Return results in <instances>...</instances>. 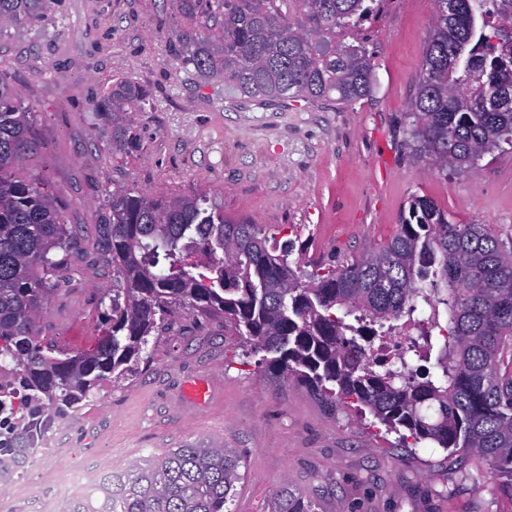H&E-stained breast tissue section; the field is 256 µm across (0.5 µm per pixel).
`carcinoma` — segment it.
Returning a JSON list of instances; mask_svg holds the SVG:
<instances>
[{"label": "carcinoma", "mask_w": 512, "mask_h": 512, "mask_svg": "<svg viewBox=\"0 0 512 512\" xmlns=\"http://www.w3.org/2000/svg\"><path fill=\"white\" fill-rule=\"evenodd\" d=\"M375 2L303 0L318 36L359 25ZM48 3L0 0V23L43 17ZM286 3L176 0L190 24L180 36L184 64L259 100L368 96L365 49L313 44L283 12ZM436 4L409 125L420 157L459 170L512 145V0H454L451 12L448 0ZM142 97L123 80L97 104L112 122L113 151L133 147L123 115ZM33 125L0 78V393L14 399L13 423L0 430V486L47 441L31 417L77 414L103 381L134 376L153 333L179 309L224 315L225 333L261 355L258 365L368 411L399 447L431 442L450 468L483 463L512 485V246L491 225L456 224L415 196L386 245L304 282L290 260L295 240L210 212L202 194L116 190L98 221L116 288L95 343L69 353L40 336L38 313L58 288L78 229L64 224L47 183L18 175L37 148ZM403 318L421 331L412 357L435 361L436 373L413 375L400 353L370 357L372 340ZM239 467L221 442L188 443L104 474L96 492L65 512H224ZM272 504V512H315L285 484Z\"/></svg>", "instance_id": "cac0c4a2"}]
</instances>
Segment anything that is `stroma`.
<instances>
[{"label":"stroma","mask_w":512,"mask_h":512,"mask_svg":"<svg viewBox=\"0 0 512 512\" xmlns=\"http://www.w3.org/2000/svg\"><path fill=\"white\" fill-rule=\"evenodd\" d=\"M434 0H379L341 45L366 47L373 92L354 104H280L241 95L182 61L185 22L172 0H52L47 18L0 28V78L35 114L40 147L22 172L48 181L65 224L82 225L63 280L40 318L42 336L99 333L116 275L95 224L112 191L206 195L231 220L287 232L304 273L386 243L409 202L427 196L461 224L512 239V147L463 172L408 145V105L420 78ZM129 79L146 92L128 108L139 146L112 149L96 104ZM136 375L103 382L66 441L97 473L217 439L241 457L232 512H271L274 490L316 512H512V490L485 466L450 470L443 449L401 448L371 415L331 407L258 368L224 319L180 311L149 344ZM205 385L204 400L189 394Z\"/></svg>","instance_id":"obj_1"}]
</instances>
